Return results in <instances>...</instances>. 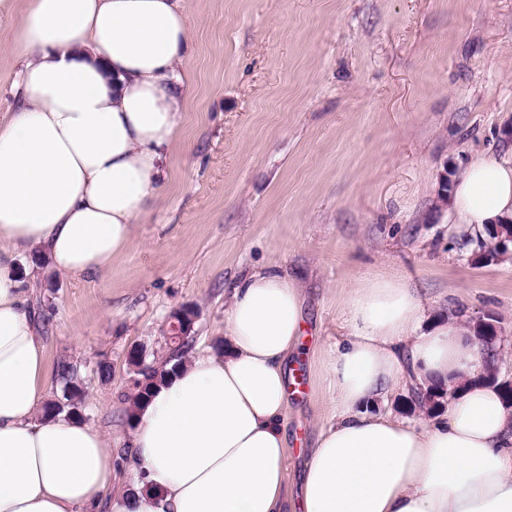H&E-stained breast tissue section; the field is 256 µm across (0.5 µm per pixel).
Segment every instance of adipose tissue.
<instances>
[{
	"instance_id": "adipose-tissue-1",
	"label": "adipose tissue",
	"mask_w": 512,
	"mask_h": 512,
	"mask_svg": "<svg viewBox=\"0 0 512 512\" xmlns=\"http://www.w3.org/2000/svg\"><path fill=\"white\" fill-rule=\"evenodd\" d=\"M20 103L0 118V512H85L112 488V450L80 419L45 417L44 339L16 260L64 275L133 242L181 124L193 51L183 0H0ZM448 219L470 239L512 220V153L470 161ZM304 290L260 270L231 289L224 346L183 360L138 409L130 490L113 512H283L287 361ZM394 274L347 292L343 341L317 358L330 416L309 452L299 512H512V411L482 381L488 358L455 314ZM447 388L421 425L372 412L412 383Z\"/></svg>"
}]
</instances>
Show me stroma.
<instances>
[{"instance_id":"obj_1","label":"stroma","mask_w":512,"mask_h":512,"mask_svg":"<svg viewBox=\"0 0 512 512\" xmlns=\"http://www.w3.org/2000/svg\"><path fill=\"white\" fill-rule=\"evenodd\" d=\"M194 54L180 135L134 241L103 270H44L34 306L46 365L66 359L82 419L126 455L131 373L168 353L172 313H196V351L224 338L228 290L274 268L305 287V394L288 439L311 445L329 393L311 349L341 338L346 288L403 276L431 315L499 319L512 377V262L474 261L435 210L442 172L507 148L512 0H185ZM112 368L101 381L99 365Z\"/></svg>"}]
</instances>
